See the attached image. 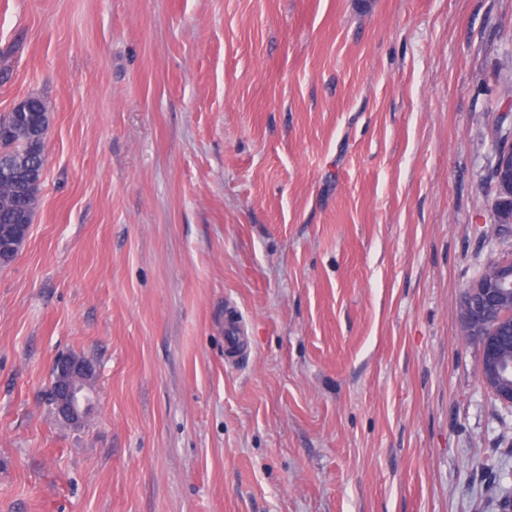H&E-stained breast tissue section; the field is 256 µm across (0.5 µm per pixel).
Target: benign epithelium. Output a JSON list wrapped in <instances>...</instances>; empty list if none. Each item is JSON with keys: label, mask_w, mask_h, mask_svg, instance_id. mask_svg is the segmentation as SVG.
Segmentation results:
<instances>
[{"label": "benign epithelium", "mask_w": 512, "mask_h": 512, "mask_svg": "<svg viewBox=\"0 0 512 512\" xmlns=\"http://www.w3.org/2000/svg\"><path fill=\"white\" fill-rule=\"evenodd\" d=\"M495 167L503 176V188L512 179V143L493 145ZM494 276L479 279L467 289L459 308V321L466 326L480 348L479 378L497 399L512 406V363L502 357L512 342V305L503 302L512 296V257L493 262ZM52 370L56 378L59 414L71 424H80L92 413L94 390L83 386L93 368L85 360L62 356Z\"/></svg>", "instance_id": "obj_1"}]
</instances>
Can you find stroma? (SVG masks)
<instances>
[{"mask_svg":"<svg viewBox=\"0 0 512 512\" xmlns=\"http://www.w3.org/2000/svg\"><path fill=\"white\" fill-rule=\"evenodd\" d=\"M506 67L512 0H0V113L50 117L0 269V512H492L512 407L458 311L512 254ZM495 155V167L498 175L504 178L502 183L504 190L510 186L509 180L511 178L512 190V143L502 144L497 143L492 147ZM52 370L49 404L56 409L55 374L56 405L59 414L71 424H81L91 415L94 407V390L83 386V383L93 375L92 366L86 360L62 356L55 360Z\"/></svg>","mask_w":512,"mask_h":512,"instance_id":"obj_1","label":"stroma"}]
</instances>
